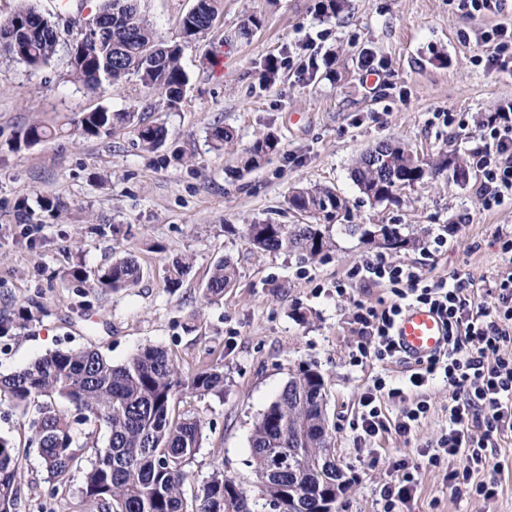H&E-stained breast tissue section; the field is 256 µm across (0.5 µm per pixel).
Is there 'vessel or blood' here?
I'll use <instances>...</instances> for the list:
<instances>
[{
  "label": "vessel or blood",
  "instance_id": "b4317fda",
  "mask_svg": "<svg viewBox=\"0 0 512 512\" xmlns=\"http://www.w3.org/2000/svg\"><path fill=\"white\" fill-rule=\"evenodd\" d=\"M394 336L402 355L415 361L440 351L446 344L447 330L435 311L424 305H410L398 318Z\"/></svg>",
  "mask_w": 512,
  "mask_h": 512
}]
</instances>
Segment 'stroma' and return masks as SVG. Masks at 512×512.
<instances>
[{"instance_id":"35a3bbf8","label":"stroma","mask_w":512,"mask_h":512,"mask_svg":"<svg viewBox=\"0 0 512 512\" xmlns=\"http://www.w3.org/2000/svg\"><path fill=\"white\" fill-rule=\"evenodd\" d=\"M55 24L61 52L33 68L0 51V373L27 367L55 349L99 350L121 365L141 347L166 349L184 372L218 365L224 392L186 394L176 410L204 421L201 449L184 490L193 497L215 469L244 490L254 423L292 373L309 367L325 381L327 413L349 485L335 512H382L383 486L394 461L437 447L448 429V388L424 392L430 410L403 438L389 433L359 438L354 423L361 394L376 376L405 377L406 361L351 365L356 302L390 304L382 284L347 280L348 271L377 255L416 266L436 282L465 273L484 306L487 279L512 272L494 236L512 225V202L483 209L476 190L482 174L473 153L485 112L512 108V66L487 69L483 33L512 27V0L501 13L467 16L457 0H347L333 17L319 0H223L210 33L185 49L188 75L176 107L129 78L91 94L68 76L66 46L91 20L99 0H30ZM195 0H144L160 39L179 41L182 17ZM260 24L248 37L240 29ZM379 63L368 85L359 60ZM100 108L141 113L168 130L163 146L145 150L129 129L80 135L75 121ZM39 124L50 137L32 146L24 130ZM232 134L214 149L212 127ZM279 149L259 168L237 169V158L265 130ZM383 140L406 143L421 158L453 148L466 177L443 169L404 188L398 203L374 202L351 178L357 159ZM333 188L347 202L330 225V251L308 259L296 253H257L244 238L249 224H305L288 207L293 187ZM60 207H47V200ZM351 224H393L412 245L392 251ZM446 232L447 246L429 241ZM135 258L142 276L113 291L99 276L121 257ZM189 259L177 291L166 286L169 265ZM237 268L234 285L216 302L201 291L219 259ZM345 294H337V283ZM31 412L0 405V436L16 448L20 494L17 512H95L74 470L55 498L38 493L46 471L31 444ZM505 470L495 497L448 487L458 457L424 467L404 512H512V431L493 453Z\"/></svg>"}]
</instances>
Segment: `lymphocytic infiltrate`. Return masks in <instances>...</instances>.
<instances>
[{
    "label": "lymphocytic infiltrate",
    "mask_w": 512,
    "mask_h": 512,
    "mask_svg": "<svg viewBox=\"0 0 512 512\" xmlns=\"http://www.w3.org/2000/svg\"><path fill=\"white\" fill-rule=\"evenodd\" d=\"M482 141L477 151L483 172L478 195L490 209L512 201V116L501 115L488 125ZM348 276L387 285L394 296L381 309L357 303L356 339L349 351L352 365L400 359L393 327L406 305L433 307L448 324L445 350L417 362L406 379L376 377L360 399L356 427L362 436L372 438L392 430L405 437L429 411L427 401L414 398V391L439 378L448 385L447 433L426 462L398 464L396 480L383 489L384 512H401L417 487L422 464H439L445 455L460 459L459 467L448 473L449 487L470 482L475 495L494 497L504 466L491 462L488 450L504 427L512 428V273L486 281L485 293L496 299L491 309L474 303L465 278L458 274L432 284L417 267L378 257L352 267ZM385 395L408 401L397 422H389L382 411L380 399ZM482 471L488 472V479L474 481V474Z\"/></svg>",
    "instance_id": "lymphocytic-infiltrate-1"
}]
</instances>
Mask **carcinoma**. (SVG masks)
<instances>
[{"label":"carcinoma","instance_id":"carcinoma-1","mask_svg":"<svg viewBox=\"0 0 512 512\" xmlns=\"http://www.w3.org/2000/svg\"><path fill=\"white\" fill-rule=\"evenodd\" d=\"M222 0H197V8L182 20L183 41L163 43L142 11V0H102L93 23L80 29L67 47L69 76L90 92L117 85L131 75L144 86L176 105L188 83L181 66L184 48L211 30ZM11 34L4 47L31 67L49 63L60 44L56 27L33 7L22 6L0 21V37ZM77 129L86 137L111 133L116 126L132 127L149 149L167 138L162 125L144 122L137 112H111L105 108L83 112ZM279 145L278 137L262 133L240 160L241 169L259 167ZM393 156L387 167L372 153L362 156L352 170L359 190L375 201H390L396 193L416 184L436 167L463 172V159L451 150L435 161L423 160L409 147L381 142L374 151ZM289 208L322 219V224H249L247 243L260 252L288 251L314 258L332 245L327 223L347 209L346 201L326 187H296L288 196ZM351 233L366 237L376 231L389 237L390 249L408 246L411 239L400 228L348 224ZM190 265L177 261L168 270L170 288L181 287ZM236 267L227 259L210 271L203 299L210 303L235 282ZM141 277L140 264L121 258L100 276V282L118 290L131 288ZM323 376L300 368L254 425L250 437V466L254 496H249L224 472L216 470L187 501L184 486L187 466L200 449L204 423L195 416H173L183 392H219L224 375L206 367L186 375L159 346L137 350L127 363L115 366L96 349L54 351L30 366L0 375V402L34 406L30 423L32 441L39 447L48 474V495L58 493L71 472L92 453L84 472L83 494L98 512H318L327 502L336 503L339 469L336 454L328 453L331 431L326 412ZM69 402L73 411L58 409L55 399ZM104 426L107 443L100 447L93 433L81 438L78 427ZM17 451L0 439V512H16L19 497ZM298 495L300 507H289L288 496Z\"/></svg>","mask_w":512,"mask_h":512}]
</instances>
